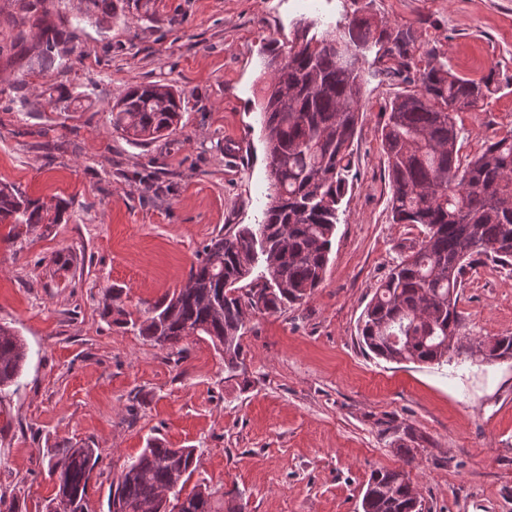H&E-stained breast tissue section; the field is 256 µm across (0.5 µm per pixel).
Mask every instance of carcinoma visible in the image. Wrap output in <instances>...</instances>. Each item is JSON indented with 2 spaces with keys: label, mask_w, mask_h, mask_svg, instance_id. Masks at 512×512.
Segmentation results:
<instances>
[{
  "label": "carcinoma",
  "mask_w": 512,
  "mask_h": 512,
  "mask_svg": "<svg viewBox=\"0 0 512 512\" xmlns=\"http://www.w3.org/2000/svg\"><path fill=\"white\" fill-rule=\"evenodd\" d=\"M9 41L0 54L21 55L25 67H42L62 51L63 33L45 22L42 0H17ZM112 17V0H80L75 18ZM32 26L41 32L26 45ZM301 20L288 49L270 50L264 62L269 81L261 88L263 128L270 174L269 203L258 227L221 234L203 247L186 283L140 311V317L112 292L104 315L131 327L162 348L174 349L185 329L211 341L224 354V371L245 370L241 339L245 309L274 314L300 304L319 288L328 263L339 204L348 191L352 145L360 112L362 76L357 53L376 48L394 62L386 74L409 80L416 52L407 29L354 16L321 33ZM287 59L280 70L270 62ZM496 91L495 72L480 81L464 78L433 59L417 89L395 97L385 112L381 141L391 183L392 222L416 224L424 237L402 254L376 288L361 316L360 340L376 356L393 362L440 363L458 348L463 320L459 292L472 258L512 270V133L488 140L461 163L459 130L452 113L483 109ZM182 96L158 82L128 88L110 109L112 127L137 144L167 139L180 122ZM63 206L32 198L18 186L0 183V241L19 253L30 236L61 221ZM264 270L250 278L255 263ZM249 283H244V280ZM28 358L24 341L0 325V388L18 384ZM488 358H512V336L488 342ZM98 449L69 444L48 463L56 494L46 512H89L88 488L99 464ZM130 466L149 477L112 480L107 508L124 512H217L214 492L195 487L180 506L186 478L196 468L195 449L168 448L151 439ZM362 512H414L410 478L404 470L374 471Z\"/></svg>",
  "instance_id": "cac0c4a2"
}]
</instances>
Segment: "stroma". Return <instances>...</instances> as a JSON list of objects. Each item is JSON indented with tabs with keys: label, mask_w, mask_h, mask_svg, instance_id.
I'll use <instances>...</instances> for the list:
<instances>
[{
	"label": "stroma",
	"mask_w": 512,
	"mask_h": 512,
	"mask_svg": "<svg viewBox=\"0 0 512 512\" xmlns=\"http://www.w3.org/2000/svg\"><path fill=\"white\" fill-rule=\"evenodd\" d=\"M43 71L0 55V181L67 205L20 253L0 243V325L28 348L19 386L0 390V493L41 512L55 492L54 450L100 452L88 488L107 512L113 478L146 446L193 448L191 484L246 512H362L370 475L407 469L424 512H512V359L469 344L512 335V272L475 264L460 295L461 353L440 364L365 351L359 325L375 289L423 228L395 224L380 130L406 83L361 61L353 187L339 211L324 280L300 304L250 317L244 378L211 342L154 346L103 315L109 288L129 311L181 287L210 239L261 222L269 169L260 99L263 49L287 45L302 18L321 26L366 10L410 30L411 75L431 58L478 81L483 109L455 113L462 159L512 132V0H112ZM183 92L169 139L138 145L109 110L130 86ZM67 265L55 264L56 254Z\"/></svg>",
	"instance_id": "stroma-1"
}]
</instances>
